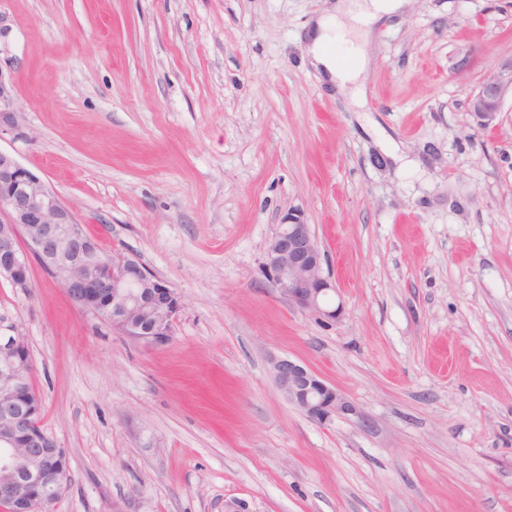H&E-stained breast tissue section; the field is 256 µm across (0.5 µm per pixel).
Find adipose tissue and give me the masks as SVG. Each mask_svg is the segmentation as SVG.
Masks as SVG:
<instances>
[{
  "mask_svg": "<svg viewBox=\"0 0 512 512\" xmlns=\"http://www.w3.org/2000/svg\"><path fill=\"white\" fill-rule=\"evenodd\" d=\"M405 6L406 0H334L307 34V55L311 66L323 73L329 84L351 87L354 96H362L363 88L358 76L369 63L366 51L355 48L353 65L342 68L327 53L325 45L338 31L353 37H368L376 24L401 13Z\"/></svg>",
  "mask_w": 512,
  "mask_h": 512,
  "instance_id": "obj_1",
  "label": "adipose tissue"
}]
</instances>
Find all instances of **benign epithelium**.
<instances>
[{
	"label": "benign epithelium",
	"mask_w": 512,
	"mask_h": 512,
	"mask_svg": "<svg viewBox=\"0 0 512 512\" xmlns=\"http://www.w3.org/2000/svg\"><path fill=\"white\" fill-rule=\"evenodd\" d=\"M508 98L512 58L468 97V111L477 123L489 125ZM18 112L16 85L0 68V130L16 126ZM34 262L58 281L78 308L123 335L150 346L163 345L173 336L183 308L178 293L139 259L102 253L74 211L44 180L0 150V278L27 295ZM323 263L310 225L289 213L268 241L265 268L291 304L334 321L341 308L329 305L335 286ZM272 370L279 391L307 417L320 422L360 417L341 391L309 367L276 358ZM34 374L22 324L0 318V512H53L69 483V459L41 425L42 399L31 388Z\"/></svg>",
	"instance_id": "1"
}]
</instances>
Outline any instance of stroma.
Listing matches in <instances>:
<instances>
[{
	"label": "stroma",
	"instance_id": "obj_1",
	"mask_svg": "<svg viewBox=\"0 0 512 512\" xmlns=\"http://www.w3.org/2000/svg\"><path fill=\"white\" fill-rule=\"evenodd\" d=\"M324 7L0 0L21 111L0 150L183 302L148 346L39 266L27 295L0 278L70 462L53 512H512V104L488 126L467 108L512 58V0H411L375 28L360 100L306 58ZM292 211L335 322L264 269ZM280 357L359 417L303 414Z\"/></svg>",
	"mask_w": 512,
	"mask_h": 512
}]
</instances>
